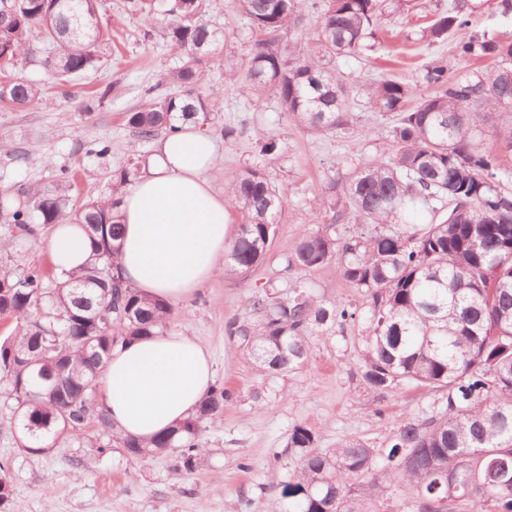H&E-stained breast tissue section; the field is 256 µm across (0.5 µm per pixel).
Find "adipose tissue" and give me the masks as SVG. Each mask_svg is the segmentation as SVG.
Instances as JSON below:
<instances>
[{
  "instance_id": "obj_1",
  "label": "adipose tissue",
  "mask_w": 512,
  "mask_h": 512,
  "mask_svg": "<svg viewBox=\"0 0 512 512\" xmlns=\"http://www.w3.org/2000/svg\"><path fill=\"white\" fill-rule=\"evenodd\" d=\"M220 160L202 120H190L160 140L145 174L118 190L119 265L142 298L174 305L223 275L231 206L204 177ZM47 250L57 270L79 272L89 259L85 225H54ZM212 382L210 351L169 330L113 350L101 403L116 433L147 443L193 416Z\"/></svg>"
}]
</instances>
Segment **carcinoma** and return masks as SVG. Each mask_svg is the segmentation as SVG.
<instances>
[{"mask_svg": "<svg viewBox=\"0 0 512 512\" xmlns=\"http://www.w3.org/2000/svg\"><path fill=\"white\" fill-rule=\"evenodd\" d=\"M100 0H0V108L42 100L41 85L17 72L29 53V37L41 33L49 46L43 65L68 82L94 69L101 47L112 40L99 16ZM255 34L240 66L224 79L242 92L277 99L298 125L325 133L350 128L347 87L331 62L360 53L386 7L384 0H235ZM129 9L150 22L164 16L167 38L183 52L181 68L166 74L167 93L147 91L144 103L126 114V124L149 141L179 131L191 116L208 119L214 105L202 86L206 64H224V44L204 20L206 0H129ZM476 7L454 0L426 29V39L453 38L460 60L490 59L486 70L448 71L436 59L412 82L392 78L362 84L375 112L395 114L388 131L391 151L317 189L319 211L358 231L344 238L305 233L288 265L313 270L336 263L341 279L370 299L368 334L361 354L362 377L375 390L404 386L442 393L430 416L400 426L386 448L348 441L331 452L318 448L316 431L296 424L288 447L296 450L294 481L285 495L297 512H353L352 502L385 487L412 488L416 512H512V37L479 36L467 28ZM317 23L303 44L287 38ZM494 129L486 143L483 127ZM264 157L278 142L255 130ZM132 155L112 170V191L140 173ZM73 176L33 203L12 206L0 234L9 242L30 236L34 225L70 217L102 225L89 234L90 264L63 280L39 269L0 273V318L16 322L13 340L0 345V397L18 415L25 451L45 453L90 415L105 363L120 340L167 330L172 307L146 303L122 285L115 203L88 201L70 208ZM224 197L241 217L226 255L225 272L246 275L265 259L282 215L283 191L258 165L232 176ZM416 208L435 222L409 223ZM261 327L231 325L251 339V353L264 372L292 371L308 364L313 329L353 318L354 311L327 304L298 284L288 298L258 297ZM229 398L210 389L199 411L181 426L145 444L103 430L129 454L145 459L171 451L176 469L194 472L202 462L201 424L218 417ZM454 465L459 482L448 487L442 467ZM481 465L484 485L466 479ZM369 475L357 486L352 476ZM14 498L8 467L0 464V509Z\"/></svg>", "mask_w": 512, "mask_h": 512, "instance_id": "obj_1", "label": "carcinoma"}]
</instances>
